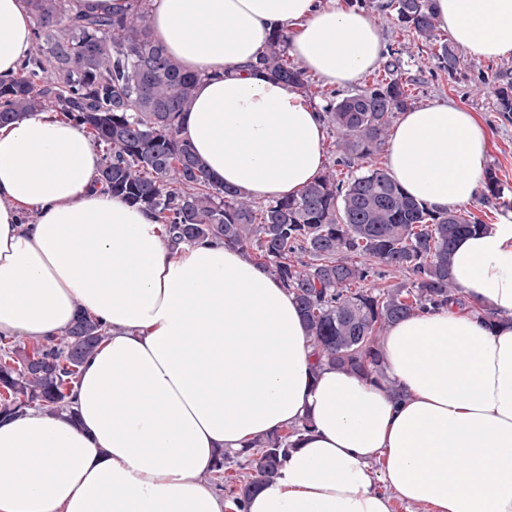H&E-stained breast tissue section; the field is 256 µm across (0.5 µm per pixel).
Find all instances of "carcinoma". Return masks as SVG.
<instances>
[{"mask_svg":"<svg viewBox=\"0 0 512 512\" xmlns=\"http://www.w3.org/2000/svg\"><path fill=\"white\" fill-rule=\"evenodd\" d=\"M32 18V52L0 80V126L30 112H54L86 129L101 154L99 181L108 191L150 211L172 238L188 244L222 242L240 248L291 292L303 313L314 368L336 365L370 376L381 366L380 339L402 317L468 305L449 273L456 239L486 230L474 214L436 211L408 195L373 163L399 114L414 104L418 79L389 54L372 84L342 96L325 90L290 59L288 35L273 34L256 67L326 101L335 135L334 165L297 196L255 202L207 176L205 164L178 136L200 76L186 72L151 34L150 0H123L107 14L70 13L69 0H25ZM377 10L414 32L448 76L461 55L440 38L434 0H379ZM493 110L512 115V72L482 79ZM484 199L502 201L493 170ZM405 280L389 283L394 273ZM369 279L373 288H351ZM106 336L80 314L65 335L31 351L0 336V415L35 407L68 410L80 368ZM296 430L259 437L256 457L238 462L243 512L252 489L276 476Z\"/></svg>","mask_w":512,"mask_h":512,"instance_id":"obj_1","label":"carcinoma"}]
</instances>
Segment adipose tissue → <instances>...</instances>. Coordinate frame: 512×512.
Returning <instances> with one entry per match:
<instances>
[{
	"label": "adipose tissue",
	"mask_w": 512,
	"mask_h": 512,
	"mask_svg": "<svg viewBox=\"0 0 512 512\" xmlns=\"http://www.w3.org/2000/svg\"><path fill=\"white\" fill-rule=\"evenodd\" d=\"M434 3L470 56H512V0ZM150 15L200 76L180 138L211 180L255 200L299 194L326 163L321 104L254 66L269 38L288 32L331 86L358 82L383 50L352 0H150ZM31 28L23 0H0V76L29 55ZM487 141L471 112L416 107L388 141V171L432 209L467 205ZM100 164L82 126L54 113L0 127V335L60 336L82 311L108 331L71 412L0 418V512H225L205 480L219 453L305 419L246 512H392L396 500L512 512L511 223L455 242L469 309L393 323L377 375L316 372L299 306L272 274L221 242L172 244L153 214L100 187Z\"/></svg>",
	"instance_id": "1"
}]
</instances>
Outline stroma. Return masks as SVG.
<instances>
[{
    "mask_svg": "<svg viewBox=\"0 0 512 512\" xmlns=\"http://www.w3.org/2000/svg\"><path fill=\"white\" fill-rule=\"evenodd\" d=\"M385 49L396 53L405 64L420 73L415 92L417 105L448 102L460 106L476 116L489 135L486 165L495 170L505 188V196L512 200V120L502 118L492 109L488 93L477 91L480 74H491L500 69H512V57L477 60L464 56L463 65L455 76L441 72L415 33L394 32L391 20L369 7Z\"/></svg>",
    "mask_w": 512,
    "mask_h": 512,
    "instance_id": "stroma-1",
    "label": "stroma"
}]
</instances>
